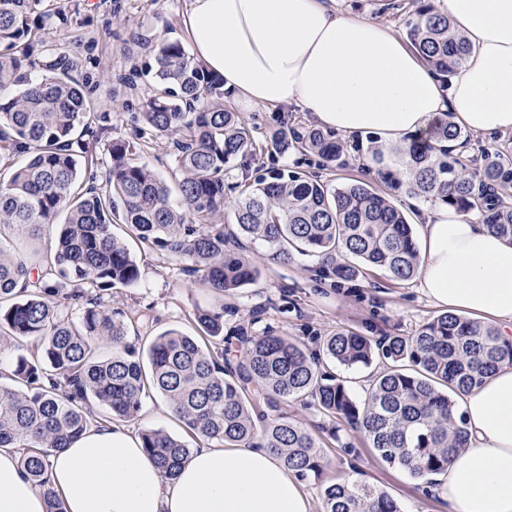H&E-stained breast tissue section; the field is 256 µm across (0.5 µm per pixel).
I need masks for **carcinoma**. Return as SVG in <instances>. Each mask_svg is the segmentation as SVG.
Returning <instances> with one entry per match:
<instances>
[{
    "mask_svg": "<svg viewBox=\"0 0 512 512\" xmlns=\"http://www.w3.org/2000/svg\"><path fill=\"white\" fill-rule=\"evenodd\" d=\"M46 0H0V147L23 157L0 179V334L30 339L35 349L0 372V448H20L21 466L64 512L50 487L45 458L87 427L136 417L153 389L173 408L187 434L226 445L273 449L297 476H320L315 436L278 409L281 401L310 398L326 417L359 432L382 462L433 483L448 459L467 444L459 394L477 387L503 364L512 366V341L496 328L445 312L410 336H367L338 330L311 353L302 342L265 327L224 331V309H198V335L168 330L143 341L131 337L123 312L104 304L112 288L136 284L141 269L120 222L143 251L161 252L189 277L224 296L260 277L246 243L260 241L270 260L295 254L315 260L319 274L338 284L369 268L407 282L422 260L413 229L388 195L363 181L335 185L319 175L271 166L242 184L224 216V172L253 155L254 140L224 107V84L194 61L179 41L162 39L146 65L160 90L140 112V137L171 136L180 179L176 186L137 161L138 144L113 139L110 166L99 177L92 145L110 129L95 111L76 56L38 35ZM406 35L439 79L470 52L448 18L424 4ZM40 58L41 78L27 71ZM465 131L443 119L405 148L381 150L367 136V152L389 190L440 202L467 214L512 244V160L482 155L469 169L451 144ZM294 144L336 167L344 146L317 128L275 139L268 153ZM59 225L54 248L12 246ZM85 303L74 319L68 310ZM112 347L97 355L98 344ZM347 369L382 365L362 399L323 369V359ZM162 477L172 480L191 448L163 429L141 433ZM321 512H401L388 495L359 482L326 484Z\"/></svg>",
    "mask_w": 512,
    "mask_h": 512,
    "instance_id": "1",
    "label": "carcinoma"
}]
</instances>
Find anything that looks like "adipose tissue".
Wrapping results in <instances>:
<instances>
[{
  "instance_id": "1",
  "label": "adipose tissue",
  "mask_w": 512,
  "mask_h": 512,
  "mask_svg": "<svg viewBox=\"0 0 512 512\" xmlns=\"http://www.w3.org/2000/svg\"><path fill=\"white\" fill-rule=\"evenodd\" d=\"M471 46L440 83L400 35L336 12L325 0H190L184 25L196 57L245 104L295 107L324 129L377 133L384 147L448 114L484 135L512 131V0H434ZM418 277L436 306L492 323L512 339V245L451 207L424 210ZM466 448L440 474L450 512H512V366L459 397ZM66 512H313L304 484L276 452L216 441L164 481L139 436L90 426L47 460ZM50 505L0 448V512Z\"/></svg>"
}]
</instances>
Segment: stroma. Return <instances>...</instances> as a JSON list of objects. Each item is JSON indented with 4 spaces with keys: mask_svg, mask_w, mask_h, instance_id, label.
<instances>
[{
    "mask_svg": "<svg viewBox=\"0 0 512 512\" xmlns=\"http://www.w3.org/2000/svg\"><path fill=\"white\" fill-rule=\"evenodd\" d=\"M57 5L68 20L63 25H46L43 35L78 56L82 72L93 79L91 98L98 111L112 116L111 130L96 147L105 162L109 159L108 140L133 139L141 106L157 90L156 82L145 72L151 55L147 48L130 44V34L139 31L190 45L183 24L188 0H57ZM419 6L420 0H335L333 4L336 11L374 21L400 35L405 34L406 23ZM224 103L237 112L258 146L255 156L226 174L225 199L230 202L235 198L233 187L243 176L264 172L269 163L266 146L273 133L279 129L301 132L310 121L297 109L246 105L229 95ZM247 253L260 265V279L222 298L191 284L180 265L166 255L139 254V283L114 288L107 304L124 313L135 336H155L170 329L194 332L196 308L220 307L225 326L244 325L258 315L264 326L310 348L315 347L317 337L343 328L368 336L410 335L440 312L420 293L417 281L399 283L380 269L371 270L357 282L337 286L331 279L316 276L312 258L298 255L291 262L275 263L260 242L248 244ZM164 403L162 395L150 393L139 415L127 420V427L137 434L163 429L183 435V428L167 415ZM286 412L322 444V474L304 480L312 500H319L322 486L329 481L346 480L348 468L354 464L360 468L363 482L388 493L401 512H448L447 504L436 492L428 491L424 480L381 463L360 435L344 423H332L301 401L289 403Z\"/></svg>",
    "mask_w": 512,
    "mask_h": 512,
    "instance_id": "35a3bbf8",
    "label": "stroma"
}]
</instances>
